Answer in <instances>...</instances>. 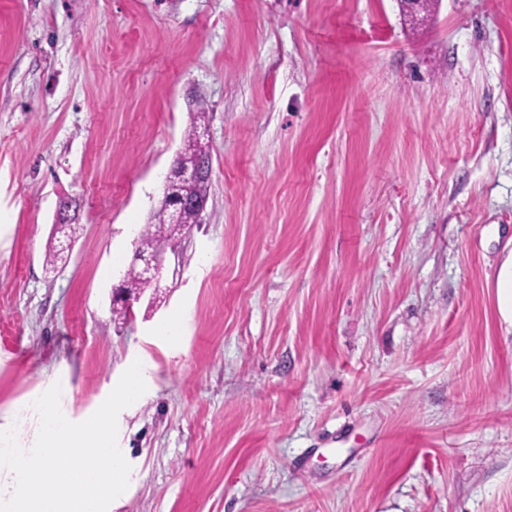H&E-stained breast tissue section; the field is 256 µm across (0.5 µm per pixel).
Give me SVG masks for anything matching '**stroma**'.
I'll list each match as a JSON object with an SVG mask.
<instances>
[{"mask_svg": "<svg viewBox=\"0 0 512 512\" xmlns=\"http://www.w3.org/2000/svg\"><path fill=\"white\" fill-rule=\"evenodd\" d=\"M201 107L204 220L115 318ZM511 250L512 0H0V426L145 361L110 512H512ZM74 220L75 215L73 216V218H69L67 215L66 217H63L60 221L59 224L61 225V227L59 229H56L55 240L57 244H55L46 255V265H49L51 268H55L58 262L63 261L65 258L66 251L62 249V246L60 244L61 239L73 240L78 233V227L80 225L73 222ZM58 234L59 237H57ZM496 294L499 312L504 321L512 326V250L500 265L496 278Z\"/></svg>", "mask_w": 512, "mask_h": 512, "instance_id": "obj_1", "label": "stroma"}]
</instances>
